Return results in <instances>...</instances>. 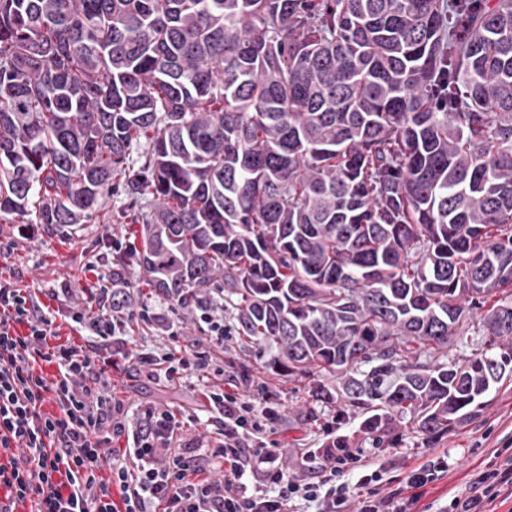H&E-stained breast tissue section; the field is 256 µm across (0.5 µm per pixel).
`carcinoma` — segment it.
I'll use <instances>...</instances> for the list:
<instances>
[{
  "instance_id": "carcinoma-1",
  "label": "carcinoma",
  "mask_w": 512,
  "mask_h": 512,
  "mask_svg": "<svg viewBox=\"0 0 512 512\" xmlns=\"http://www.w3.org/2000/svg\"><path fill=\"white\" fill-rule=\"evenodd\" d=\"M117 184L157 204L147 284L236 298L378 445L512 377V0H0V220L73 230ZM483 336L480 326L477 322L470 323L468 327V331L464 334L462 344L458 347H455V343L453 349L448 351V355L450 358L456 356L459 358L469 357L474 352L480 351L481 345L483 344Z\"/></svg>"
}]
</instances>
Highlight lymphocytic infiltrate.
I'll return each instance as SVG.
<instances>
[{
    "instance_id": "1",
    "label": "lymphocytic infiltrate",
    "mask_w": 512,
    "mask_h": 512,
    "mask_svg": "<svg viewBox=\"0 0 512 512\" xmlns=\"http://www.w3.org/2000/svg\"><path fill=\"white\" fill-rule=\"evenodd\" d=\"M103 316L72 311L71 324L107 340L125 322L148 319L133 302L112 305L111 287L100 290ZM57 365L54 379L42 364ZM112 360L79 344L61 342L54 321L31 289L0 278V512H418L424 488L448 472L447 459L394 475L384 491L379 470L362 463L357 449L336 445L324 427L321 446L306 459L319 473L298 482L284 467L275 443L261 440L276 410L270 394L244 395L215 386L207 399L219 414L220 436L196 444L176 415L142 406L128 423L115 399ZM51 411H44V404ZM131 436V445L114 442ZM512 503V456L478 471L468 497L452 498L448 512H497Z\"/></svg>"
}]
</instances>
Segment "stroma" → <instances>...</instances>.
<instances>
[{
	"instance_id": "35a3bbf8",
	"label": "stroma",
	"mask_w": 512,
	"mask_h": 512,
	"mask_svg": "<svg viewBox=\"0 0 512 512\" xmlns=\"http://www.w3.org/2000/svg\"><path fill=\"white\" fill-rule=\"evenodd\" d=\"M101 220L82 225L76 234H68L42 225L29 226L18 221L0 222V275L12 277L20 287H31L41 305L52 309L61 321V334L78 338V331L64 324L65 305L51 300L56 288H68L74 301L88 313L99 311L98 290L112 278L113 269H121L135 304L173 324L179 334L171 340L159 324L129 321L120 353L114 354L111 379L115 396L122 400L129 419H136L141 406L156 404L174 411L190 436L199 441L214 437L220 427L217 414L205 397L211 385L234 383L244 394L262 385L272 393L277 411L275 423L267 435L283 450L285 466L298 478L309 481L316 472L303 456L319 447L325 423L350 438L351 447L360 449L366 462L383 469L397 466L411 470L426 461L447 457V475L429 485L418 504L420 512H443L450 499L465 496L475 472L493 460L497 449L512 445V379L502 384L490 405L474 421L449 430L434 442H427L415 426L402 424L391 448L374 447L359 431L360 419L349 414L337 417L335 403L313 398L308 387L294 380L265 372L262 358L254 346L245 344L234 330V307L223 293H213L205 301L214 316L223 320V343L211 342L196 307L183 308L168 301L154 288L143 283L135 251L141 246L139 226L121 192H113L102 201ZM138 349L152 351L157 357L175 353L190 357L208 352L215 368L204 377L188 376L166 381L147 378L136 371L130 359Z\"/></svg>"
}]
</instances>
